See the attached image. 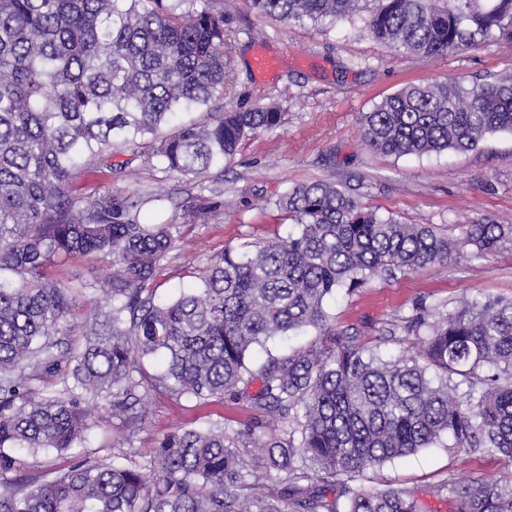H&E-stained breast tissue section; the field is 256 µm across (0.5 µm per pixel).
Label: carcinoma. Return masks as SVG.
Wrapping results in <instances>:
<instances>
[{"label":"carcinoma","mask_w":512,"mask_h":512,"mask_svg":"<svg viewBox=\"0 0 512 512\" xmlns=\"http://www.w3.org/2000/svg\"><path fill=\"white\" fill-rule=\"evenodd\" d=\"M359 2L251 0L298 21L348 18ZM367 28L399 51L457 53L512 40V0H378ZM234 39L212 0H0V512H422L411 489L355 481L444 437L454 452L508 467L495 480L440 485L454 512H512V298L464 300L444 316L419 304L407 329L427 336L421 360L383 356L329 327L325 310L342 289L482 257L512 227L467 220L453 241L366 210L334 183L301 184L275 201L294 226L288 237L224 249L200 286L161 303L156 278L180 225L140 212L162 205L165 190L71 196L87 167L130 164L112 162L121 143L167 177L206 183L183 205L184 223L221 215L224 167L256 130L284 120L274 103H218L232 92ZM193 112L199 119L177 122ZM360 123L383 155L470 151L512 133V74L469 88L408 84ZM75 258L108 260L112 276L84 343L64 348L74 294L94 286H64L47 268ZM306 327L319 331L314 343L250 370L254 346ZM44 377L60 388L39 396L32 383ZM157 389L201 405L243 402L256 421L179 428L141 462L120 449L78 457L35 486L18 476L17 451L61 453L95 426L89 398L139 430ZM268 418L288 438L266 431Z\"/></svg>","instance_id":"cac0c4a2"}]
</instances>
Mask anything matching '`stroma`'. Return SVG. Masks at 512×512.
<instances>
[{
    "instance_id": "1",
    "label": "stroma",
    "mask_w": 512,
    "mask_h": 512,
    "mask_svg": "<svg viewBox=\"0 0 512 512\" xmlns=\"http://www.w3.org/2000/svg\"><path fill=\"white\" fill-rule=\"evenodd\" d=\"M376 7V0H361L358 13L343 20L280 21L259 15L249 0H224V14L237 32L230 52L236 102L249 106L261 97L278 103L285 120L281 127L259 130L243 143L220 180L226 208L213 223H183L182 207L199 194V185L163 179L159 171L133 162L129 147L122 153L130 161L125 172L89 171L73 183L71 194L76 198L107 190L126 195L157 186L169 193L170 203L159 208L148 204L141 210L145 220L180 226V237L157 277L159 299L175 298L194 287L200 271L225 248L287 236L292 226L283 221L275 202L303 183H336L365 209L408 224L444 227L455 237L461 236L460 221L466 217H489L512 227V134L489 135L464 153L398 158L370 149L360 124L361 113L406 84L454 78L469 86L512 73V41L489 40L434 58L399 53L366 30ZM260 48L279 59L277 70L263 79L252 69ZM111 273L110 263L96 260L50 268L51 278L62 283L88 281L97 286L96 292L77 297L66 326V343H83L86 321L97 311ZM488 296L512 297V239L480 258H452L443 269L371 280L362 288L340 293L328 302L326 311L330 326L380 347L384 355H415L423 350L424 339L407 331L405 320L418 303L445 315L462 300ZM148 404L150 422L133 442L143 457L175 429L203 428L226 419L240 428L253 416L243 404L199 406L161 390L150 394ZM125 435L119 421L99 424L68 451L24 455L20 474L28 484H40L59 475L74 458L110 454ZM501 468L493 455L473 458L444 447L426 448L368 473L361 484L411 488L423 512H453L447 494L436 493L437 484L456 473L493 479Z\"/></svg>"
}]
</instances>
